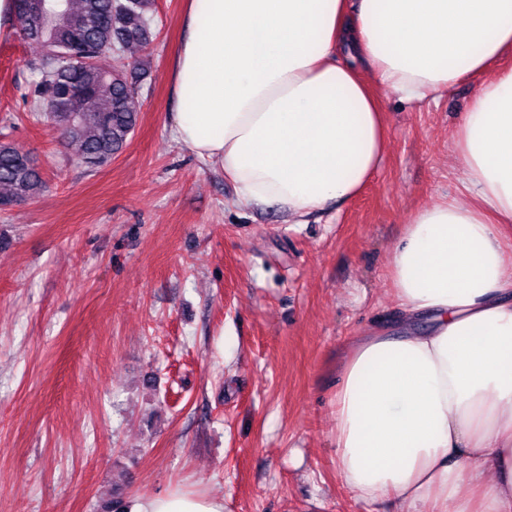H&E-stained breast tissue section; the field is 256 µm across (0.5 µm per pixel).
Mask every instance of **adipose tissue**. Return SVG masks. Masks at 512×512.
<instances>
[{"label": "adipose tissue", "mask_w": 512, "mask_h": 512, "mask_svg": "<svg viewBox=\"0 0 512 512\" xmlns=\"http://www.w3.org/2000/svg\"><path fill=\"white\" fill-rule=\"evenodd\" d=\"M175 139L248 206L293 223L356 198L386 154L380 83L410 102L481 83L452 133L473 198L415 210L392 323L352 337L333 400L336 473L413 512H512V0H188ZM132 512H224L176 490Z\"/></svg>", "instance_id": "1"}]
</instances>
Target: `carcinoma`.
Instances as JSON below:
<instances>
[{"label":"carcinoma","mask_w":512,"mask_h":512,"mask_svg":"<svg viewBox=\"0 0 512 512\" xmlns=\"http://www.w3.org/2000/svg\"><path fill=\"white\" fill-rule=\"evenodd\" d=\"M155 0H32L17 5V35L39 48L30 63L39 77L33 109L41 112L78 161L89 168L112 161L139 120L137 81L142 73L119 65L110 71L97 60L153 40ZM46 182L34 160L0 139V206L31 200Z\"/></svg>","instance_id":"1"}]
</instances>
